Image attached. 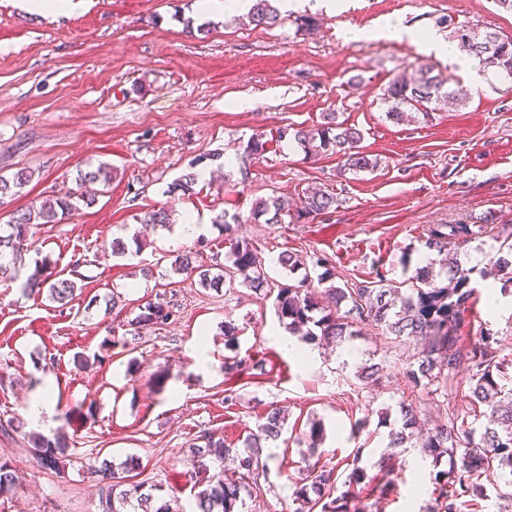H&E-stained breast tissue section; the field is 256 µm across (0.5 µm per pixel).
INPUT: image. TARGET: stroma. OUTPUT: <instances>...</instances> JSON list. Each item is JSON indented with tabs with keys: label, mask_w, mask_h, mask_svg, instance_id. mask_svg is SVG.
<instances>
[{
	"label": "stroma",
	"mask_w": 512,
	"mask_h": 512,
	"mask_svg": "<svg viewBox=\"0 0 512 512\" xmlns=\"http://www.w3.org/2000/svg\"><path fill=\"white\" fill-rule=\"evenodd\" d=\"M307 0L313 31L291 17L271 28L225 12L201 16L196 0H71L61 14L26 12L21 0H0V175L32 171L22 194L0 204V225L13 212L77 188L78 171L107 164L112 181L91 206L59 224L38 227L29 275L37 257L62 272L77 270L83 294L120 292L121 307L84 311L81 297L58 307L47 295L29 298L20 283H0V418L17 431L0 435V457L19 476L0 512H98V487L88 470L127 457L141 460L138 481L157 486L173 512H194L188 446L202 431L238 448L268 406L286 415L285 440L266 450L268 473L244 496L239 512H291L296 481L309 465L326 462L339 476L352 467L395 482L384 501L362 495L367 512H426L434 477L448 470L420 447L390 456L394 418H381L399 400L413 401L423 428L444 421L424 394L402 377L414 349L391 343L381 331L350 338L336 350L310 344L299 361L282 346L289 333L271 299L242 286L227 291L180 279L171 270L169 230L147 228L146 211L172 207L207 225L186 243L199 264L225 255V232L215 218L243 216L234 234L262 251L267 274L283 281L280 253L302 256L313 274L327 258L337 274L366 280L376 273L404 280L403 260L419 264L421 238L431 224L512 227V80L481 74L410 40L347 41L348 28L374 31L392 16L416 31L449 37L452 27L512 34V12L493 0H344L325 12ZM422 64L458 75L470 87L466 105L436 112L431 121L394 124L386 119L383 88L404 67ZM339 113L364 135L362 147L380 158L374 172L340 174L336 156L304 160L284 129L320 123ZM267 150L241 181L229 157H240L251 135ZM209 171L193 196L171 197L183 174ZM334 192L335 211L295 224H249L260 198H295L308 186ZM138 238L141 249L113 256L112 239ZM499 290V279H490ZM166 298L176 306L167 324L144 329L137 343L126 335L139 305ZM239 327L238 351L246 373L226 379L224 323ZM497 333L512 353V296L488 306L478 294L457 334L469 344L480 329ZM385 362L380 385L365 389L357 370ZM234 386L235 406L224 404ZM50 388L56 403L44 435L76 433L64 451V475L34 463L26 434L33 427L27 402ZM324 439L310 449V420Z\"/></svg>",
	"instance_id": "stroma-1"
}]
</instances>
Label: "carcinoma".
<instances>
[{"instance_id": "cac0c4a2", "label": "carcinoma", "mask_w": 512, "mask_h": 512, "mask_svg": "<svg viewBox=\"0 0 512 512\" xmlns=\"http://www.w3.org/2000/svg\"><path fill=\"white\" fill-rule=\"evenodd\" d=\"M250 24L270 28L281 21V12L270 0H254L247 13ZM453 39L460 50L478 60L480 68L493 70L496 75L512 79V36L498 32L480 33L463 27L453 31ZM446 99L463 105L469 99L468 89L453 76L433 73L420 66L403 69L383 89L382 100L387 105L386 119L400 123L408 118L431 120L429 104ZM339 114L326 112L322 121L310 128L293 131V141L304 153L314 159L336 155L343 159L344 169L354 173L373 172L380 160L369 157L360 146L361 131L338 121ZM266 141L255 135L247 141L240 157L241 181L249 175V162L265 151ZM32 173L20 169L10 177L0 175V199L19 195L31 181ZM112 171L106 164L78 173L76 183L81 191H69L62 196L44 200L37 207L20 209L13 213L9 224L0 227V282H13L20 276L24 253L34 247V228L46 224H60L80 204L95 202V193L87 186L110 184ZM197 174L188 172L169 186L168 193L181 198L193 193ZM336 194L321 188H306L298 202L290 204L281 197L257 200L243 222L280 224L288 216L299 223L307 217L327 214L336 209ZM143 224L165 227L170 224V212L162 207L144 214ZM486 224H431L425 230L423 248L437 254L425 266H417L400 283L378 273L370 280L333 283L335 272L325 269L317 278L310 272L286 283L273 282L264 270L261 252L245 238L229 239L227 259L205 267L195 264L191 254L179 255L172 262L173 271L188 277L198 274L200 284L217 288L223 282L236 283L258 294H275V309L280 324L289 334L304 343H338L357 336L366 327H374L383 334L406 338L414 344L412 361L403 372L406 385L425 392L428 400L438 408L448 410V397L466 385L467 411L448 413V422L434 428L421 439V447L435 459L444 456L460 463L435 477L437 497L428 512H460L461 506L487 496L492 486L499 499L512 502V358L501 355L496 333L486 328L466 346L460 344L457 329L476 295L471 287L474 268L466 267L458 259V250L471 242L474 236L484 234ZM502 255L494 266L504 283H512V243L502 242ZM278 264L294 275L305 268L300 257L292 252L281 253ZM327 284L316 297L314 283ZM25 292L34 295L44 291L49 298L64 307L76 297L75 281L60 278L56 266L46 260L35 261V268L23 283ZM173 317V306L166 301H148L139 307V313L127 325L131 340L139 339V329L149 324H166ZM238 328L232 322L224 323V346L230 354L224 356V370L234 375L247 368L248 359L236 349ZM400 426L391 429L388 448L406 447L415 439L418 415L413 405L398 402ZM484 418L476 427L468 421ZM285 414L277 407H269L256 429L247 432L242 448L224 444V438L210 432L197 436L189 445L194 473L207 475L204 488L198 492L199 512H234L241 494L249 492L261 475L267 474V460L263 459L264 443L278 440L285 428ZM29 452L36 463L49 470H61L58 452L68 447V435L37 434L27 439ZM236 464L235 478L224 477V461ZM140 468V459L129 457L121 476L112 466L103 464L93 470L99 477L100 512H171L170 503L143 491V484L130 481L128 473ZM336 467L313 465L307 474L295 483L293 512H361L355 505L366 474L356 467L338 482ZM16 473L12 462L0 459V496L15 492Z\"/></svg>"}]
</instances>
